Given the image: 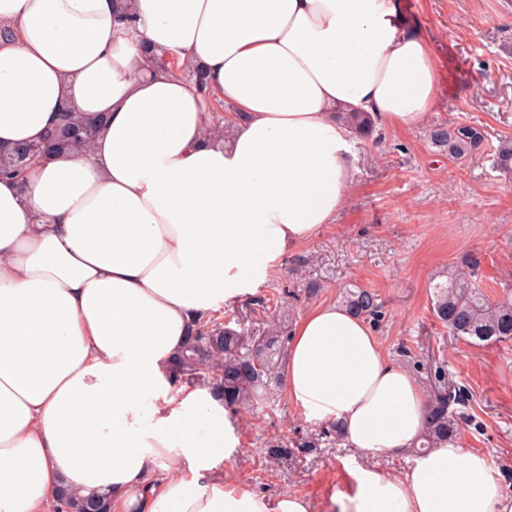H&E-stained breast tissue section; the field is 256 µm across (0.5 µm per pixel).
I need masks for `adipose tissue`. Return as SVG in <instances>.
I'll use <instances>...</instances> for the list:
<instances>
[{"mask_svg": "<svg viewBox=\"0 0 512 512\" xmlns=\"http://www.w3.org/2000/svg\"><path fill=\"white\" fill-rule=\"evenodd\" d=\"M0 145L39 141L63 107L107 126L85 151L0 175V512L107 492L112 512H512L460 443L345 489L273 501L226 482L236 446L208 387L168 367L200 317L253 295L333 223L352 184L340 115L395 127L435 108L427 37L396 0H0ZM199 65L222 102L149 70L147 49ZM283 391L364 457L411 452L425 394L365 320L322 303L297 322ZM166 473L156 477L159 460Z\"/></svg>", "mask_w": 512, "mask_h": 512, "instance_id": "adipose-tissue-1", "label": "adipose tissue"}]
</instances>
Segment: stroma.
<instances>
[{
	"label": "stroma",
	"mask_w": 512,
	"mask_h": 512,
	"mask_svg": "<svg viewBox=\"0 0 512 512\" xmlns=\"http://www.w3.org/2000/svg\"><path fill=\"white\" fill-rule=\"evenodd\" d=\"M403 22L424 32L437 67L433 112L400 129L377 122L370 138L352 140L353 179L333 223L288 249L255 298L224 306V324L266 335H291L320 303L340 302L343 286L374 291L384 319L373 331L388 357L417 380L444 366L473 397V420L461 429L464 448L493 469L512 468V345H475L449 336L432 313V294L449 263L481 257L489 294L512 285V182L491 165V149L512 134V0H400ZM467 122L485 131L483 149L463 161L438 154L433 125ZM270 307H261V300ZM409 346L412 357L399 353ZM232 421L238 452L224 462L226 481L270 499L326 498L344 488L359 458L347 445H319L300 457L266 463L275 440L317 437L275 377Z\"/></svg>",
	"instance_id": "1"
}]
</instances>
